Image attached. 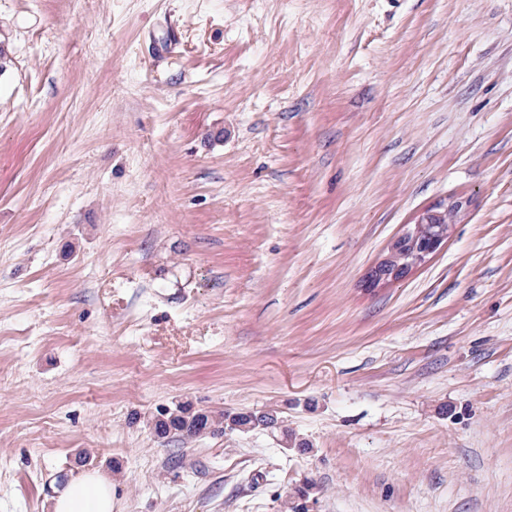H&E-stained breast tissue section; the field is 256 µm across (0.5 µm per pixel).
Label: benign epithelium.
<instances>
[{
    "label": "benign epithelium",
    "instance_id": "1",
    "mask_svg": "<svg viewBox=\"0 0 512 512\" xmlns=\"http://www.w3.org/2000/svg\"><path fill=\"white\" fill-rule=\"evenodd\" d=\"M431 224H440L442 229L431 234L428 232ZM450 229L448 209L437 207L424 213L390 244L386 257L370 272L368 286L377 288L402 279L425 264L447 242Z\"/></svg>",
    "mask_w": 512,
    "mask_h": 512
}]
</instances>
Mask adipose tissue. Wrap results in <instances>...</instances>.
I'll return each instance as SVG.
<instances>
[{"mask_svg": "<svg viewBox=\"0 0 512 512\" xmlns=\"http://www.w3.org/2000/svg\"><path fill=\"white\" fill-rule=\"evenodd\" d=\"M53 512H112V477L84 471L72 478L54 499Z\"/></svg>", "mask_w": 512, "mask_h": 512, "instance_id": "1", "label": "adipose tissue"}]
</instances>
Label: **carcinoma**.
Listing matches in <instances>:
<instances>
[{
    "instance_id": "carcinoma-1",
    "label": "carcinoma",
    "mask_w": 512,
    "mask_h": 512,
    "mask_svg": "<svg viewBox=\"0 0 512 512\" xmlns=\"http://www.w3.org/2000/svg\"><path fill=\"white\" fill-rule=\"evenodd\" d=\"M226 420L243 431L260 426L281 429L278 417L272 413L239 412L227 417L222 411L196 409L187 402L179 403L164 413H158V416L152 418L151 424L159 438L172 435L189 440L224 431Z\"/></svg>"
}]
</instances>
